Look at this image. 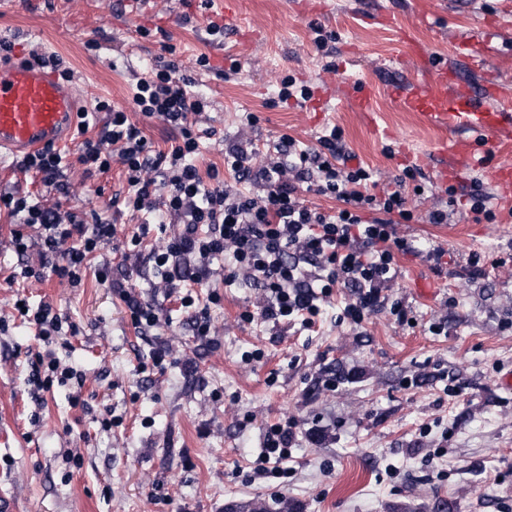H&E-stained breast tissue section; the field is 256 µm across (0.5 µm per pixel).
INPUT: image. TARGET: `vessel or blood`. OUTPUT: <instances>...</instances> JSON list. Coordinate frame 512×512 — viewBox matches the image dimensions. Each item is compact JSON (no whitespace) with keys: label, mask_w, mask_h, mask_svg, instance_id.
I'll return each instance as SVG.
<instances>
[{"label":"vessel or blood","mask_w":512,"mask_h":512,"mask_svg":"<svg viewBox=\"0 0 512 512\" xmlns=\"http://www.w3.org/2000/svg\"><path fill=\"white\" fill-rule=\"evenodd\" d=\"M500 10L501 17L512 19V0H500ZM501 17L483 20L482 39L458 41V51L476 66L487 64ZM390 95L400 109L446 130L439 148L449 162L439 173L441 180L453 178L462 163L473 162L487 146L512 138V113L499 105L503 98L499 84L475 92L451 67H435L430 78L410 91L394 88ZM347 100L361 114L374 110L372 94L359 84L349 86ZM77 111L75 89L52 70L23 62L0 65V151L18 153L68 141ZM460 128L470 130V137L457 136Z\"/></svg>","instance_id":"b4317fda"}]
</instances>
